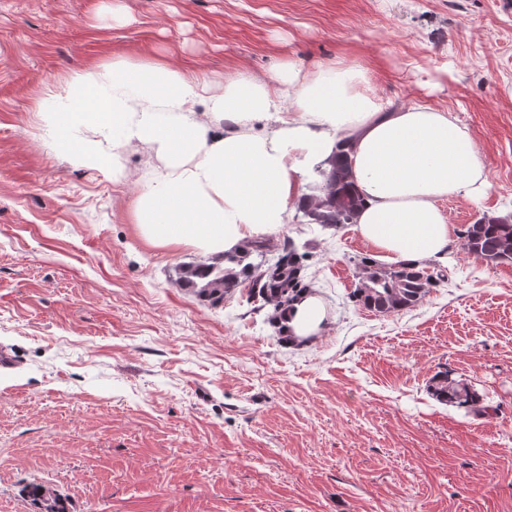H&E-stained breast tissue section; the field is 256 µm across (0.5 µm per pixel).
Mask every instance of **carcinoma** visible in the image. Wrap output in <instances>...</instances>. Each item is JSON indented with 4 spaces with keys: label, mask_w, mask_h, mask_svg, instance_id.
Masks as SVG:
<instances>
[{
    "label": "carcinoma",
    "mask_w": 512,
    "mask_h": 512,
    "mask_svg": "<svg viewBox=\"0 0 512 512\" xmlns=\"http://www.w3.org/2000/svg\"><path fill=\"white\" fill-rule=\"evenodd\" d=\"M330 168H314L316 179L308 185L309 193L302 197L299 211L307 223L323 228H338L356 223L361 199L355 190L354 175L347 153L331 157ZM464 250L488 264L512 263V215L488 218L470 224L461 233ZM271 252L268 240L259 238L227 252L211 264H197L184 269L182 284L192 289L211 305L217 307L224 298L237 289H247L248 296L259 298L265 305L275 308L294 301L305 292L301 277L302 261L289 244L283 245L275 264L264 267L250 261L253 255L262 258ZM359 287L350 299L364 308L378 313L400 312L416 306L429 293L430 288L445 281L443 270H426L422 262H401L380 266L370 259L362 260L355 269ZM432 395L438 400L487 414L491 407L468 384L440 372L431 379ZM33 495L42 506V512H67L62 498L50 489L36 487Z\"/></svg>",
    "instance_id": "obj_1"
}]
</instances>
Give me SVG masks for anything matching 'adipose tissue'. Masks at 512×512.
<instances>
[{
  "label": "adipose tissue",
  "instance_id": "1",
  "mask_svg": "<svg viewBox=\"0 0 512 512\" xmlns=\"http://www.w3.org/2000/svg\"><path fill=\"white\" fill-rule=\"evenodd\" d=\"M357 71L324 67L300 76L284 63L258 77L225 76L209 93L195 72L150 62L111 73L77 74L43 105L56 147L81 166L111 165L147 146L160 160L133 204L151 244L190 245L219 256L249 239L280 231L301 199L302 162L320 164L351 141L348 158L363 200L355 231L388 263L420 262L448 250L452 228L440 204L482 189L473 137L450 113L427 106L393 109L355 87ZM291 102L272 133L255 120ZM325 319L305 293L278 319L301 342Z\"/></svg>",
  "mask_w": 512,
  "mask_h": 512
}]
</instances>
